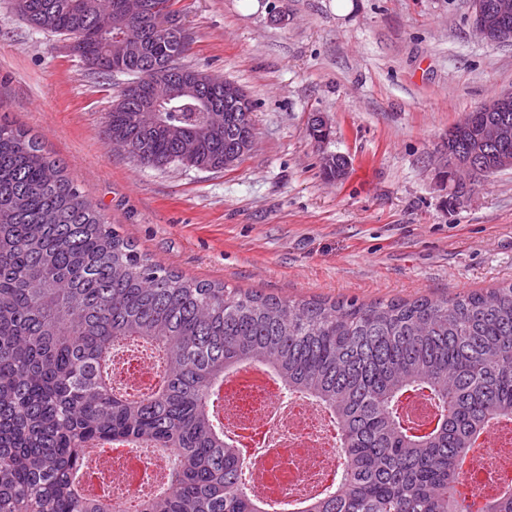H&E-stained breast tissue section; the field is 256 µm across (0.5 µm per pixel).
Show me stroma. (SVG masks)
<instances>
[{"label":"stroma","mask_w":512,"mask_h":512,"mask_svg":"<svg viewBox=\"0 0 512 512\" xmlns=\"http://www.w3.org/2000/svg\"><path fill=\"white\" fill-rule=\"evenodd\" d=\"M180 0L182 65L238 84L256 141L235 166L144 168L103 133L122 79L0 0V120L39 135L138 250L283 300L449 299L512 283V169L456 198L448 131L512 90V43L469 0ZM283 23L270 21L272 11ZM323 113L330 134L308 126ZM348 160L326 179L323 154Z\"/></svg>","instance_id":"stroma-1"}]
</instances>
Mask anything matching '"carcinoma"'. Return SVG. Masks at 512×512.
I'll list each match as a JSON object with an SVG mask.
<instances>
[{
	"instance_id": "1",
	"label": "carcinoma",
	"mask_w": 512,
	"mask_h": 512,
	"mask_svg": "<svg viewBox=\"0 0 512 512\" xmlns=\"http://www.w3.org/2000/svg\"><path fill=\"white\" fill-rule=\"evenodd\" d=\"M99 0H13L17 15L78 42L91 73L133 74L104 120L144 167L224 168L251 112L207 122L196 80L175 88L159 67L187 42L136 18V40L102 30ZM511 112H471L448 131L453 155L491 175L512 140L485 127ZM196 150L179 157L178 136ZM162 352L153 392L112 388V349L126 340ZM243 363L273 372L290 393L336 416L344 468L336 488L301 512H464L454 493L463 457L497 418L512 417V284L452 299L283 301L186 278L117 233L64 166L27 131L0 123V512H114L79 475L89 450L149 441L171 454L170 487L136 512H265L245 487V461L214 424L224 374ZM421 388L438 403L426 433L399 413ZM485 512H512V491Z\"/></svg>"
}]
</instances>
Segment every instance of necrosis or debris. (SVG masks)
I'll use <instances>...</instances> for the list:
<instances>
[{
    "instance_id": "obj_1",
    "label": "necrosis or debris",
    "mask_w": 512,
    "mask_h": 512,
    "mask_svg": "<svg viewBox=\"0 0 512 512\" xmlns=\"http://www.w3.org/2000/svg\"><path fill=\"white\" fill-rule=\"evenodd\" d=\"M157 356L135 345L113 359V384L125 392L150 393L159 384ZM220 408L224 432L249 466L248 491L284 512L335 487L344 458L338 425L325 406L306 397L285 398L277 377L258 364H246L224 377ZM158 449L113 443L104 456L84 467L90 494L111 489L114 504L140 502L152 494L167 471ZM512 491V419L494 422L483 432L463 465L456 495L469 512H484L487 500Z\"/></svg>"
}]
</instances>
